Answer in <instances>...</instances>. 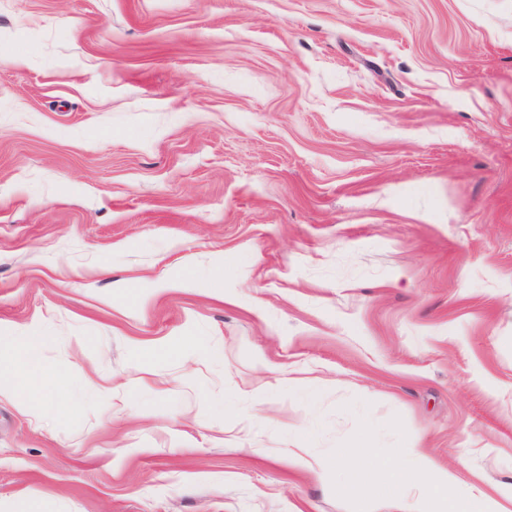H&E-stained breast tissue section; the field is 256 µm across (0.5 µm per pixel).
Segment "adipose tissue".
<instances>
[{"mask_svg": "<svg viewBox=\"0 0 512 512\" xmlns=\"http://www.w3.org/2000/svg\"><path fill=\"white\" fill-rule=\"evenodd\" d=\"M10 342V378L0 384V400H17L27 408L58 413L60 407L53 398L62 383L40 359V337L25 331ZM382 463L391 472L388 493L399 512H512L481 488L462 489L457 470L438 466L424 449L400 448Z\"/></svg>", "mask_w": 512, "mask_h": 512, "instance_id": "1", "label": "adipose tissue"}]
</instances>
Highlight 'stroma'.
Instances as JSON below:
<instances>
[{
	"label": "stroma",
	"instance_id": "obj_1",
	"mask_svg": "<svg viewBox=\"0 0 512 512\" xmlns=\"http://www.w3.org/2000/svg\"><path fill=\"white\" fill-rule=\"evenodd\" d=\"M0 512L512 493V0H0ZM188 338L206 355L174 345ZM12 346L10 378L1 383L0 365V400H19L25 408H37L52 414L61 408L54 403L53 396L62 390L61 381L50 376L41 362L38 346L41 336H32L30 332H21L9 336ZM290 457L295 465L313 472L321 479L326 478L328 465L323 463L320 458L310 455L306 448H296ZM391 472L388 494L399 512H510L496 497L461 489L458 471L438 466L424 448H400L381 459ZM344 489L356 499L358 512H371L370 502L373 497L372 490L357 477L352 476L346 483Z\"/></svg>",
	"mask_w": 512,
	"mask_h": 512
}]
</instances>
